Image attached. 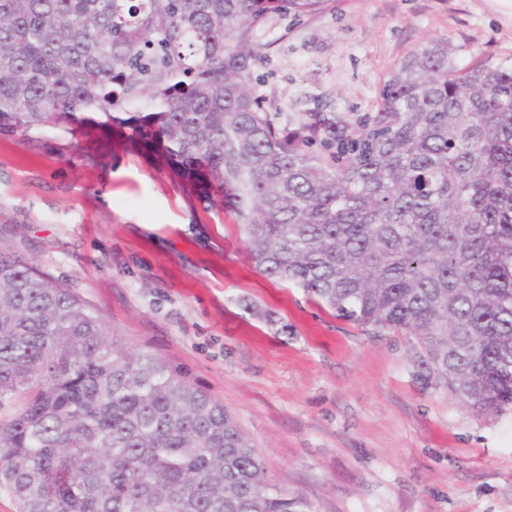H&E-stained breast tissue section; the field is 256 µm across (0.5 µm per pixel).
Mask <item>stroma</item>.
<instances>
[{
  "label": "stroma",
  "mask_w": 512,
  "mask_h": 512,
  "mask_svg": "<svg viewBox=\"0 0 512 512\" xmlns=\"http://www.w3.org/2000/svg\"><path fill=\"white\" fill-rule=\"evenodd\" d=\"M256 38L271 116L371 112L426 42L462 66L512 59V0H330ZM166 145L137 112L0 134V251L64 283L119 348L223 404L273 483L314 512H512V408L479 414L422 388L410 337L261 274L222 189Z\"/></svg>",
  "instance_id": "stroma-1"
}]
</instances>
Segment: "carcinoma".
Segmentation results:
<instances>
[{
    "label": "carcinoma",
    "mask_w": 512,
    "mask_h": 512,
    "mask_svg": "<svg viewBox=\"0 0 512 512\" xmlns=\"http://www.w3.org/2000/svg\"><path fill=\"white\" fill-rule=\"evenodd\" d=\"M330 0H0V133L139 107L235 203L257 269L412 337L416 376L512 406V63L405 57L375 111L260 106L256 32ZM0 489L18 512H312L224 406L122 354L63 283L0 252Z\"/></svg>",
    "instance_id": "carcinoma-1"
}]
</instances>
